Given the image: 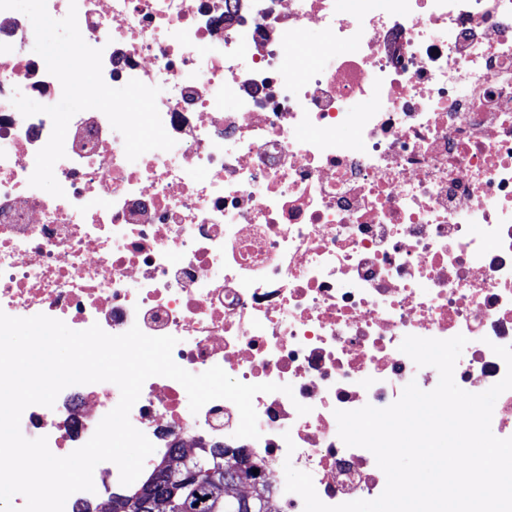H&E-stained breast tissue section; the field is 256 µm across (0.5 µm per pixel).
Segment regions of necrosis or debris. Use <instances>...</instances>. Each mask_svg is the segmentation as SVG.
I'll return each instance as SVG.
<instances>
[{"label":"necrosis or debris","instance_id":"4bbe7bcc","mask_svg":"<svg viewBox=\"0 0 512 512\" xmlns=\"http://www.w3.org/2000/svg\"><path fill=\"white\" fill-rule=\"evenodd\" d=\"M76 8L105 83L159 87L171 150L128 161L96 109L75 114L54 166L64 197L31 187L59 80L31 54L30 19L0 10V311L71 329L176 337L174 361L290 385L191 412L177 381L147 379L130 411L157 454L232 448L273 483L291 459L322 502L378 497L374 455L346 446L336 411L384 408L438 371L409 335H464L456 384L480 393L512 346V0H46ZM315 33L318 55L304 39ZM353 137H343V130ZM120 400L110 382L65 388L22 414L24 437L69 455ZM309 406L298 414L297 405Z\"/></svg>","mask_w":512,"mask_h":512}]
</instances>
